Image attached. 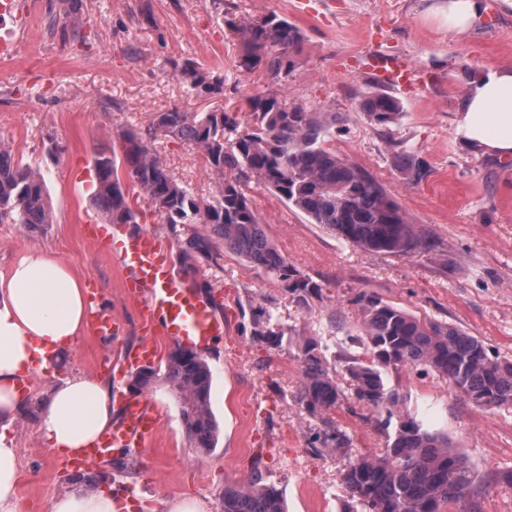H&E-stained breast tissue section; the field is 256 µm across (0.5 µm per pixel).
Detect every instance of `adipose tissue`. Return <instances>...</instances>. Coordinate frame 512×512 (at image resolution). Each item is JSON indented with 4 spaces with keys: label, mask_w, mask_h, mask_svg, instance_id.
I'll list each match as a JSON object with an SVG mask.
<instances>
[{
    "label": "adipose tissue",
    "mask_w": 512,
    "mask_h": 512,
    "mask_svg": "<svg viewBox=\"0 0 512 512\" xmlns=\"http://www.w3.org/2000/svg\"><path fill=\"white\" fill-rule=\"evenodd\" d=\"M457 141L493 158L512 157V67L476 73L467 84L453 120ZM80 277L50 252L36 249L0 274V512H19L20 458L4 432L22 401L19 372L48 369L87 324ZM116 415L111 384L90 376L62 380L41 415V432L65 456L93 447ZM52 512H122L120 493L75 490L56 497Z\"/></svg>",
    "instance_id": "adipose-tissue-1"
}]
</instances>
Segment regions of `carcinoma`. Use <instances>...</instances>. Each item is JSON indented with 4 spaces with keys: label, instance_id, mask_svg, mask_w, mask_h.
Segmentation results:
<instances>
[{
    "label": "carcinoma",
    "instance_id": "1",
    "mask_svg": "<svg viewBox=\"0 0 512 512\" xmlns=\"http://www.w3.org/2000/svg\"><path fill=\"white\" fill-rule=\"evenodd\" d=\"M237 33V68L262 71L278 81L298 68L305 40L298 26L270 13L257 19L230 20ZM182 82L196 93H224V78L188 59L175 64ZM358 109L370 124L392 133L402 117L400 101L384 90L368 91ZM248 121L240 130V112L229 109L191 114L178 108L158 113L147 132L126 129L119 135L120 153L98 152L93 159L95 206L111 224H137L146 213L132 205L125 180L144 190L150 206L170 228L201 224L178 240L176 259L182 274L196 281L200 262L215 265L229 252L279 281L302 310L322 299L323 285L288 264L267 236L246 193L260 182L288 205L350 245L373 253L409 254L429 247L428 237L411 224L385 188L370 174L338 157L328 146L336 125L335 112H311L289 106L273 90L246 98ZM187 141L199 148L209 174L218 179L217 193L199 202L150 149L156 137ZM395 167L408 186L429 173L421 154L400 143ZM231 176H224V171ZM0 223L35 230L52 223L49 195L40 170L17 158L0 144ZM360 321L356 333L331 315L317 334L298 344L302 373L299 403L312 415L354 400L377 415L386 433L384 451L348 462L340 474L346 494L344 512H448L455 504H470L476 512L477 474L469 459L448 435L425 425L397 407L404 396L388 384L391 369L409 367L448 380L458 395L485 410L512 412V358L489 352L484 342L462 328L419 317L374 295L357 297ZM252 335L270 344L285 333L280 316L270 310L255 313ZM356 343L363 357L350 352ZM335 348L345 373L329 369L325 352ZM163 382L175 395L186 437L197 453L216 448L219 425L212 412V372L206 359L174 347L156 367L137 372L131 387L141 393ZM397 422H392V419ZM319 453L349 443L345 433L329 425L314 437ZM221 512H286L278 488L264 482L260 470L241 487H224Z\"/></svg>",
    "mask_w": 512,
    "mask_h": 512
}]
</instances>
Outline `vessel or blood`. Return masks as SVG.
<instances>
[{
	"label": "vessel or blood",
	"mask_w": 512,
	"mask_h": 512,
	"mask_svg": "<svg viewBox=\"0 0 512 512\" xmlns=\"http://www.w3.org/2000/svg\"><path fill=\"white\" fill-rule=\"evenodd\" d=\"M369 69L376 79L393 88H405L412 76L406 61L382 53L371 58ZM118 258L126 270V294L138 305L143 325L139 342L124 357L126 370H137L158 359V336L203 351L223 335V318L211 301L201 296L185 278L174 274L172 255L157 235L143 232L128 238ZM87 304V320L93 334L100 338L117 335L121 324L98 289L89 288ZM160 423L149 398L126 399L111 428L84 456L73 459L72 465L78 468L104 459L118 448L148 449Z\"/></svg>",
	"instance_id": "vessel-or-blood-1"
}]
</instances>
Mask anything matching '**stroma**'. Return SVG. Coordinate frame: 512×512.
Segmentation results:
<instances>
[{
  "label": "stroma",
  "instance_id": "1",
  "mask_svg": "<svg viewBox=\"0 0 512 512\" xmlns=\"http://www.w3.org/2000/svg\"><path fill=\"white\" fill-rule=\"evenodd\" d=\"M441 3L224 0L218 9L213 0H82L76 35L67 40L51 25L63 11L61 0H25L22 16L0 18V41L15 46L14 55L0 61V140L23 162L40 166L53 210L52 224L38 230L0 224V272L28 250H48L94 279L123 324L112 340L89 331L78 336L63 360L24 392L27 407L7 430L21 458L22 512H50L52 499L73 489L70 468L40 432L39 406L51 389L65 378L93 375L111 383L115 402L131 395L121 360L141 322L124 293L120 243L92 200V157L118 149L116 128L146 131L157 113L174 107L191 113L240 107L266 84L264 73L236 67L238 37L227 26L235 17L274 12L303 30L299 68L275 91L314 112L343 113L333 150L382 184L431 247L405 255L362 251L309 223L263 184H251L248 196L268 237L290 264L323 283L322 299L299 310L279 281L229 253L221 266L201 264L196 278L210 282L226 323L223 339L204 353L213 373L218 445L199 456L175 396L156 384L148 396L161 415L157 440L140 453L142 465L132 474L118 472L116 453L89 465L99 487L132 489L136 512H169L170 503L184 498L220 512L225 486L246 484L258 456L288 512H342L341 469L351 458L381 453L386 436L352 401L319 416L305 410L296 398L301 361L295 339L312 335L315 323L332 315L354 327L355 300L363 293L463 327L490 352L512 357V158L470 152L452 124L467 74L512 67V11L501 0H485L479 25L452 38ZM375 51L410 59L416 71L398 93L403 115L390 139L357 108L360 92L375 81L354 65ZM186 59L223 75V95H189L173 69ZM397 141L428 161L430 172L419 185H406L395 171ZM153 149L196 197L214 194L216 183L195 146L161 138ZM261 308L279 312L293 342L275 346L253 336L252 316ZM388 383L404 395L405 410L447 433L483 477L479 512H512V486L494 479L512 468V414L475 407L448 381L410 369L389 371ZM328 422L349 435L347 454L313 452L312 439Z\"/></svg>",
  "mask_w": 512,
  "mask_h": 512
}]
</instances>
